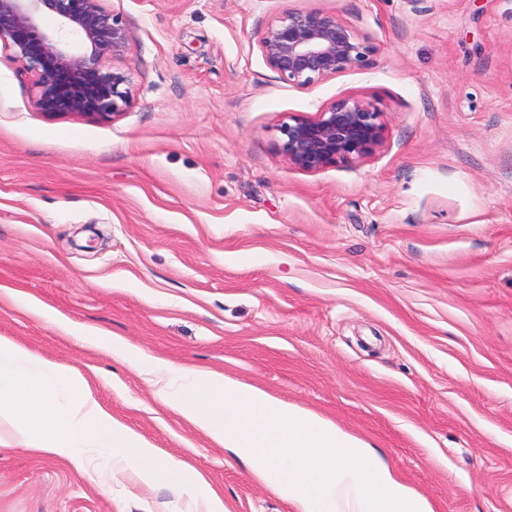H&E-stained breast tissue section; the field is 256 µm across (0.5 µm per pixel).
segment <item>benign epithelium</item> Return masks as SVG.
Returning <instances> with one entry per match:
<instances>
[{
    "instance_id": "benign-epithelium-1",
    "label": "benign epithelium",
    "mask_w": 512,
    "mask_h": 512,
    "mask_svg": "<svg viewBox=\"0 0 512 512\" xmlns=\"http://www.w3.org/2000/svg\"><path fill=\"white\" fill-rule=\"evenodd\" d=\"M45 16L57 32L42 27ZM258 46L266 64L300 89L360 69L378 52L369 36L318 8L273 17ZM0 47L34 74V108L46 116L114 118L131 101L129 77L107 66L123 54L126 32L103 0H0ZM381 117L368 102L340 98L314 118L288 116L280 149L306 172L362 159L382 142Z\"/></svg>"
}]
</instances>
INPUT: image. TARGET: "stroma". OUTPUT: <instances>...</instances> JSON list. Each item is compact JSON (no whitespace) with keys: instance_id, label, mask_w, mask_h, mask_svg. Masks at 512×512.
I'll use <instances>...</instances> for the list:
<instances>
[{"instance_id":"1","label":"stroma","mask_w":512,"mask_h":512,"mask_svg":"<svg viewBox=\"0 0 512 512\" xmlns=\"http://www.w3.org/2000/svg\"><path fill=\"white\" fill-rule=\"evenodd\" d=\"M126 30L113 119L37 112L0 48V337L80 372L226 512H297L90 347L107 333L311 409L432 512H512V0H104ZM332 11L379 47L298 89L257 39ZM354 96L369 156L306 172L279 124ZM171 486L38 456L0 431V512H189Z\"/></svg>"}]
</instances>
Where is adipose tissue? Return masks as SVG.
<instances>
[{
  "mask_svg": "<svg viewBox=\"0 0 512 512\" xmlns=\"http://www.w3.org/2000/svg\"><path fill=\"white\" fill-rule=\"evenodd\" d=\"M83 340L141 366L164 405L243 460L298 512H432L365 441L310 410L213 371L174 368L105 334Z\"/></svg>",
  "mask_w": 512,
  "mask_h": 512,
  "instance_id": "adipose-tissue-1",
  "label": "adipose tissue"
}]
</instances>
